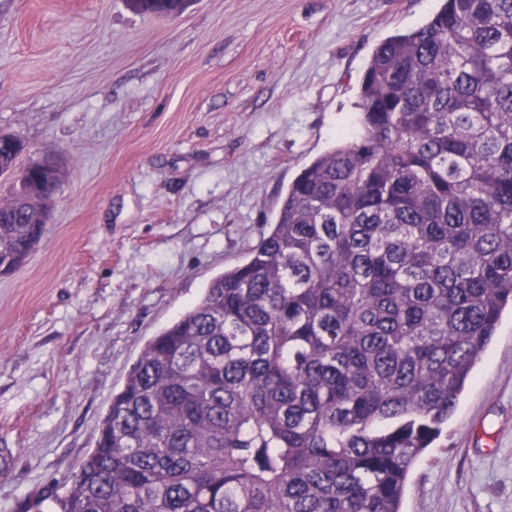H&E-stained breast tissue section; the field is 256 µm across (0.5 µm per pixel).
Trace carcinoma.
Wrapping results in <instances>:
<instances>
[{
  "label": "carcinoma",
  "instance_id": "carcinoma-1",
  "mask_svg": "<svg viewBox=\"0 0 512 512\" xmlns=\"http://www.w3.org/2000/svg\"><path fill=\"white\" fill-rule=\"evenodd\" d=\"M359 98L247 260L145 344L48 512H401L512 305V0H442L377 46ZM22 151L0 135L1 177ZM27 171L1 275L60 180Z\"/></svg>",
  "mask_w": 512,
  "mask_h": 512
}]
</instances>
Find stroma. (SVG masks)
<instances>
[{
  "mask_svg": "<svg viewBox=\"0 0 512 512\" xmlns=\"http://www.w3.org/2000/svg\"><path fill=\"white\" fill-rule=\"evenodd\" d=\"M441 0H0V133L57 192L0 275V512L94 448L146 341L244 262L303 167L352 130L374 49ZM403 512H512V310ZM130 6L138 11L152 14H177L184 8L185 0H128Z\"/></svg>",
  "mask_w": 512,
  "mask_h": 512,
  "instance_id": "obj_1",
  "label": "stroma"
}]
</instances>
